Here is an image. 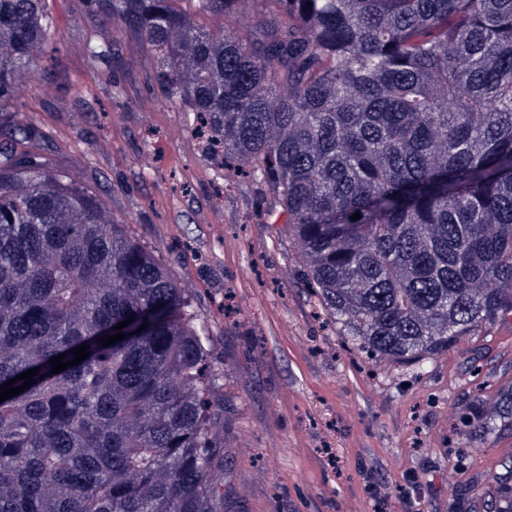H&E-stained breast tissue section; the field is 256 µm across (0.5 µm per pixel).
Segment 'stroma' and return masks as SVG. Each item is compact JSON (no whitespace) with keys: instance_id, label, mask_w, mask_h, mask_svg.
Here are the masks:
<instances>
[{"instance_id":"1","label":"stroma","mask_w":512,"mask_h":512,"mask_svg":"<svg viewBox=\"0 0 512 512\" xmlns=\"http://www.w3.org/2000/svg\"><path fill=\"white\" fill-rule=\"evenodd\" d=\"M56 19L12 101L17 121L190 299L219 372L213 430L230 512H488L512 487V420L474 438L512 389V327L435 356L423 374L340 336L271 223L261 190L213 159L159 88L153 55L85 0ZM105 54L87 56L88 44Z\"/></svg>"}]
</instances>
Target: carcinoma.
Returning a JSON list of instances; mask_svg holds the SVG:
<instances>
[{"label":"carcinoma","instance_id":"carcinoma-1","mask_svg":"<svg viewBox=\"0 0 512 512\" xmlns=\"http://www.w3.org/2000/svg\"><path fill=\"white\" fill-rule=\"evenodd\" d=\"M178 2L87 17L137 34L166 101L250 164L340 335L420 372L512 313V0H262L218 32ZM191 2L227 20L237 0ZM54 27L0 0V387L40 368L0 402V512H226L206 326L4 118ZM129 317L146 329L101 346Z\"/></svg>","mask_w":512,"mask_h":512}]
</instances>
